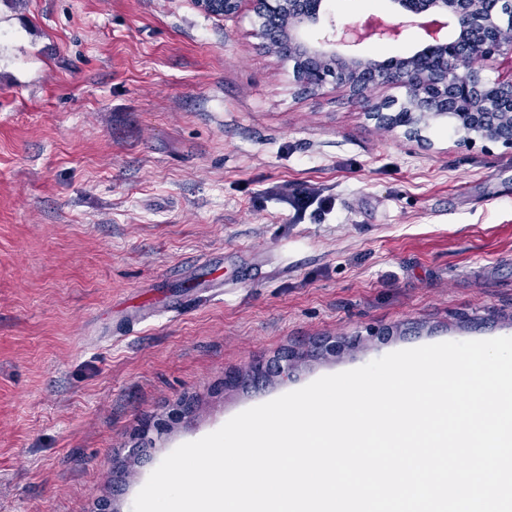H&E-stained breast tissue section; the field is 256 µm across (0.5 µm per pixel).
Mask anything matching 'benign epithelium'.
Wrapping results in <instances>:
<instances>
[{
  "instance_id": "7a95c632",
  "label": "benign epithelium",
  "mask_w": 512,
  "mask_h": 512,
  "mask_svg": "<svg viewBox=\"0 0 512 512\" xmlns=\"http://www.w3.org/2000/svg\"><path fill=\"white\" fill-rule=\"evenodd\" d=\"M266 4L268 0H256L258 34L271 52L280 54L285 41L288 60L305 63L294 73L303 88L318 89L331 78L362 98L373 85H394L403 89L406 111L377 103L366 112L375 125L419 139L429 115L449 109L459 116L461 144L488 140L512 147V80L496 83L498 95L490 99L482 73L470 71L474 60L512 55V0H393L392 20H331L316 41L309 32L323 25L324 0H276V9L288 14L284 28L268 23ZM450 21L455 34L447 39L441 31ZM409 27L423 32L424 45L407 56L370 67L366 57L354 50L371 39L397 40ZM293 363L289 355L273 367L258 361L245 375L258 379L274 372L286 379Z\"/></svg>"
}]
</instances>
